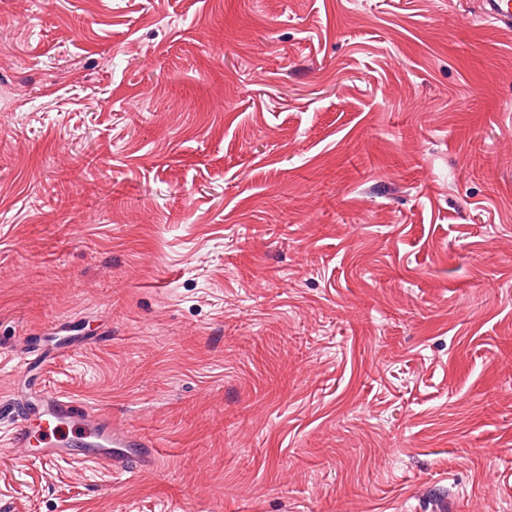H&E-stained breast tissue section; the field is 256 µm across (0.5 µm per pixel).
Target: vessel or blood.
Returning a JSON list of instances; mask_svg holds the SVG:
<instances>
[{
  "mask_svg": "<svg viewBox=\"0 0 512 512\" xmlns=\"http://www.w3.org/2000/svg\"><path fill=\"white\" fill-rule=\"evenodd\" d=\"M485 22L512 28V0H479ZM10 445L22 457L93 463L100 472L128 465L152 466L144 437L131 435L110 413L91 407L61 389L45 391L34 402H23Z\"/></svg>",
  "mask_w": 512,
  "mask_h": 512,
  "instance_id": "1",
  "label": "vessel or blood"
}]
</instances>
